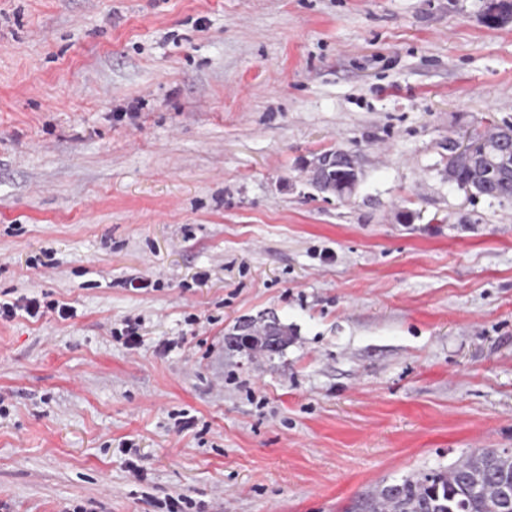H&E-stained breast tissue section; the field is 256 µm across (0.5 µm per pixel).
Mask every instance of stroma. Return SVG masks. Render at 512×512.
<instances>
[{
	"label": "stroma",
	"mask_w": 512,
	"mask_h": 512,
	"mask_svg": "<svg viewBox=\"0 0 512 512\" xmlns=\"http://www.w3.org/2000/svg\"><path fill=\"white\" fill-rule=\"evenodd\" d=\"M490 3L0 0V301L74 312L0 320V512H349L512 451V200L446 172L512 123ZM309 166L313 169L315 189L321 193L318 186L324 188L325 193L321 194H326L335 173L336 176L346 174L352 180L354 191L359 184L361 167L358 156L351 151L336 149L323 152L317 155ZM237 334L228 337L230 344L237 348L256 351L271 357L288 344V329L276 319L256 322L247 320L236 328Z\"/></svg>",
	"instance_id": "1"
}]
</instances>
